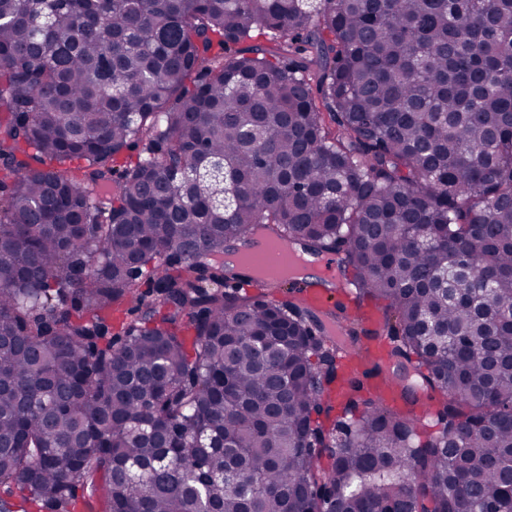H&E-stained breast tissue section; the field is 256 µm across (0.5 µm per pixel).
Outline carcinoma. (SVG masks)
<instances>
[{
    "label": "carcinoma",
    "instance_id": "1",
    "mask_svg": "<svg viewBox=\"0 0 512 512\" xmlns=\"http://www.w3.org/2000/svg\"><path fill=\"white\" fill-rule=\"evenodd\" d=\"M0 512H512V0H0ZM295 265L299 271L309 272L313 268H315L317 264L308 260L304 256V254H298V257L296 258L295 262L289 267H283L280 260L276 258H271L264 260L261 266L255 265L254 268L267 275L279 276L285 273L288 274V271ZM327 279V276L323 274L320 277L313 278L308 277L306 279H301L298 281V298L305 305L315 308V309H324L331 305L332 300L329 294V290L324 288V280ZM294 287L290 282L285 284L283 288V293L279 294V298H285L289 296L288 289Z\"/></svg>",
    "mask_w": 512,
    "mask_h": 512
}]
</instances>
